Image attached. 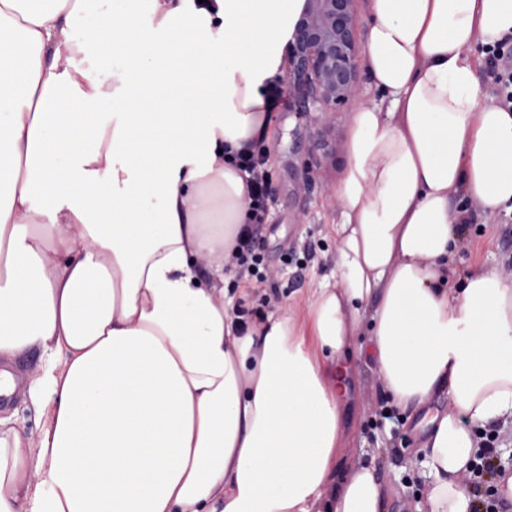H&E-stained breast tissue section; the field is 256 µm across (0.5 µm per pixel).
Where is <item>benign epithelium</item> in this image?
Instances as JSON below:
<instances>
[{
  "label": "benign epithelium",
  "mask_w": 512,
  "mask_h": 512,
  "mask_svg": "<svg viewBox=\"0 0 512 512\" xmlns=\"http://www.w3.org/2000/svg\"><path fill=\"white\" fill-rule=\"evenodd\" d=\"M357 0H306L290 45L288 83L317 112H334L359 92Z\"/></svg>",
  "instance_id": "7a95c632"
}]
</instances>
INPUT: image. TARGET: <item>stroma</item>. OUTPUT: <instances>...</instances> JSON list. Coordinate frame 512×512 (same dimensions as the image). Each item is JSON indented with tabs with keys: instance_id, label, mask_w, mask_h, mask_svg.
I'll use <instances>...</instances> for the list:
<instances>
[{
	"instance_id": "obj_1",
	"label": "stroma",
	"mask_w": 512,
	"mask_h": 512,
	"mask_svg": "<svg viewBox=\"0 0 512 512\" xmlns=\"http://www.w3.org/2000/svg\"><path fill=\"white\" fill-rule=\"evenodd\" d=\"M278 82L284 87L282 103L273 111L270 136L263 141L273 201L261 231V253L271 273L267 286L271 302L263 307L257 296L241 294L235 279L228 283V295L242 300L244 309L260 306L265 314H289L301 320L314 292L336 270L334 194L348 162L350 115L358 105L379 102L380 95L368 73H361L357 96L324 114L306 111L287 77H279ZM467 208L471 221L448 264L449 287H459L461 276L481 270L511 278L512 212L502 210L487 217L473 200ZM345 425L351 439L339 454V475L374 462L387 494L388 512H414L431 479L415 453V423L391 408L374 362L356 364Z\"/></svg>"
}]
</instances>
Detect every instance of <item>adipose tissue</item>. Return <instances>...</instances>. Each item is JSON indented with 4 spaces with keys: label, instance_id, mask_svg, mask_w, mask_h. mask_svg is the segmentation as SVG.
Wrapping results in <instances>:
<instances>
[{
    "label": "adipose tissue",
    "instance_id": "adipose-tissue-1",
    "mask_svg": "<svg viewBox=\"0 0 512 512\" xmlns=\"http://www.w3.org/2000/svg\"><path fill=\"white\" fill-rule=\"evenodd\" d=\"M303 5L0 0V395L41 422L0 413V512H384L373 465L336 472L356 353L426 414L416 512H471L473 428L512 417V279L453 289L448 260L463 200L512 210V111L475 52L512 36V0H369L380 101L350 119L336 280L306 322L243 325L233 156L268 132ZM26 399L23 391H19L11 404L9 406L0 405V410L8 408L9 412L14 413L15 426L27 437H36L39 421L32 406L25 401Z\"/></svg>",
    "mask_w": 512,
    "mask_h": 512
}]
</instances>
